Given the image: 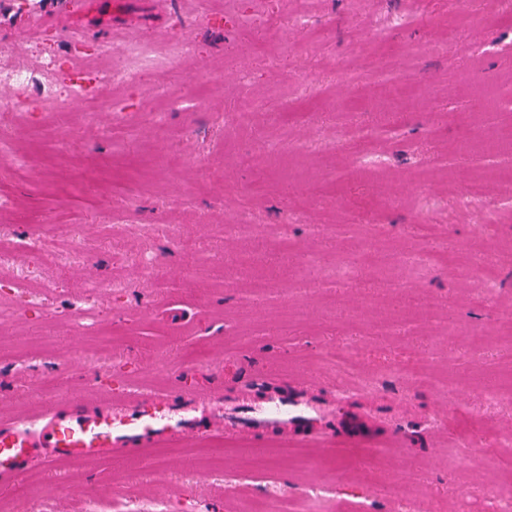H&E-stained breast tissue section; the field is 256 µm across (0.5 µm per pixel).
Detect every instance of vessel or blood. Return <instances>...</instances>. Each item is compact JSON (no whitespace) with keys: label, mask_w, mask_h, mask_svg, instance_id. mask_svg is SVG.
I'll use <instances>...</instances> for the list:
<instances>
[{"label":"vessel or blood","mask_w":512,"mask_h":512,"mask_svg":"<svg viewBox=\"0 0 512 512\" xmlns=\"http://www.w3.org/2000/svg\"><path fill=\"white\" fill-rule=\"evenodd\" d=\"M62 8L61 0H41L38 10L13 16L12 23L19 33L36 34ZM229 401L249 407V427L257 434L291 433L319 448L334 435L324 424L330 405L305 391L257 402L243 388L229 398L183 399L130 390L112 402L55 403L35 415L0 420V485H9L36 459L47 466L73 457H112L127 464L149 448L198 447L213 432L238 430L235 418L224 411Z\"/></svg>","instance_id":"1"}]
</instances>
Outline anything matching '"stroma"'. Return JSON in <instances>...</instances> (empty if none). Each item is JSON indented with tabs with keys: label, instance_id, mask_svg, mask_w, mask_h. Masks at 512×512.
<instances>
[{
	"label": "stroma",
	"instance_id": "1",
	"mask_svg": "<svg viewBox=\"0 0 512 512\" xmlns=\"http://www.w3.org/2000/svg\"><path fill=\"white\" fill-rule=\"evenodd\" d=\"M69 14L37 39L19 40L13 0H0L4 65L39 69L59 57L55 79L88 96L44 103L20 98L11 121L15 152L0 158V243L52 224L45 255L15 250L0 258V417L37 400L118 396L152 390L177 396L250 386L276 373L298 390L321 383L336 411L334 445L314 450L272 445L264 472L229 436L205 450L167 449L134 466L112 461L33 464L0 488L12 512H81L85 497L104 508L134 494L193 512H483L506 476L512 447L476 462V448L512 436V398L488 402L484 385L512 374V341L469 331L512 316V208L474 224L454 210L477 177L496 198L512 190L506 157L470 128L512 126V0H71ZM417 4L418 18L391 26L392 13ZM127 23L112 38L105 22ZM308 18L291 28L295 15ZM190 54H178L181 37ZM153 65L135 85L101 78L106 62ZM220 90L203 102L178 100L205 75ZM412 77L404 98L384 84ZM176 101L165 134L150 120L164 96ZM303 112L291 123L295 153L267 150L282 139L284 105ZM121 115H114L113 106ZM367 128L391 166L347 174ZM199 158L207 172L172 155ZM442 234L438 245L494 267L500 288L479 298V276L453 265L427 268L428 244L415 233L417 191ZM251 221L236 223L240 210ZM289 235L293 250L279 246ZM377 248L389 263L339 280L344 256ZM252 262L240 265L239 256ZM99 282L94 328H78L74 301ZM396 320L388 335L374 325ZM360 354L358 377L338 381L330 353ZM414 358L446 371L417 383L400 373ZM344 469L345 477L330 474ZM328 484L318 502L306 487Z\"/></svg>",
	"mask_w": 512,
	"mask_h": 512
}]
</instances>
